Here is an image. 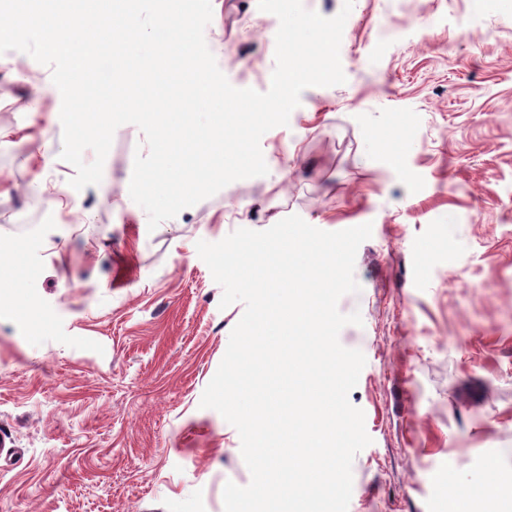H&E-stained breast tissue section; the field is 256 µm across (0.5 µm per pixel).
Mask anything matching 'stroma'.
<instances>
[{"label":"stroma","mask_w":512,"mask_h":512,"mask_svg":"<svg viewBox=\"0 0 512 512\" xmlns=\"http://www.w3.org/2000/svg\"><path fill=\"white\" fill-rule=\"evenodd\" d=\"M204 36L231 85L267 91L279 20L211 0ZM344 84L305 89L266 132L269 172L149 229L129 183L141 130L114 133L99 184L61 160L52 69L0 55V512H224L248 485L238 431L203 392L245 305L198 241L290 215L371 224L339 333L366 364L351 404L371 444L348 512H449L441 489L512 469V4L354 0ZM403 138L398 158L374 135Z\"/></svg>","instance_id":"stroma-1"}]
</instances>
